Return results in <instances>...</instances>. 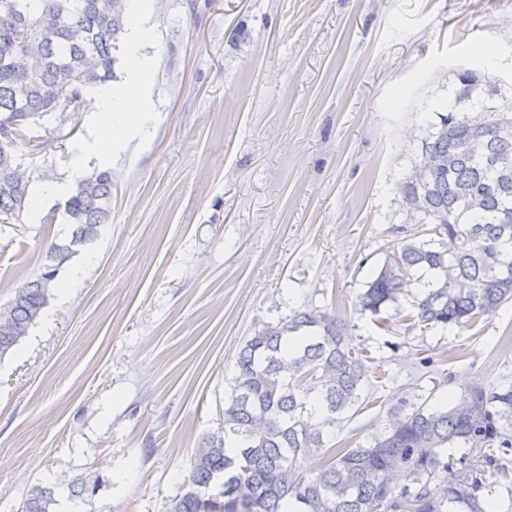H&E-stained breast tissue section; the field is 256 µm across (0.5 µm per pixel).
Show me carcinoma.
<instances>
[{
  "label": "carcinoma",
  "mask_w": 512,
  "mask_h": 512,
  "mask_svg": "<svg viewBox=\"0 0 512 512\" xmlns=\"http://www.w3.org/2000/svg\"><path fill=\"white\" fill-rule=\"evenodd\" d=\"M20 5L0 24V216L16 220L29 182L13 174L17 145L40 147L39 120L80 112L86 93L114 78L127 14L111 0H0ZM28 41L38 62L15 52ZM422 143L433 161L401 182L405 203L434 224L436 238L407 240L386 253L360 294L373 315L399 300L414 278L429 276L411 318L443 329L495 314L512 300V113L439 116ZM71 236L50 243L44 271L0 306V358L28 334L49 303L58 266L94 241L112 221V180L94 171L76 183L64 205ZM367 369L350 344L347 324L306 307L254 330L238 353L224 401V431L202 439L190 461L189 489L169 512H488L485 469L500 470L512 450V385L473 384L444 405L422 404L390 414L368 446L326 447L324 430L361 400ZM463 445L481 464L455 461ZM319 453L317 473L300 460ZM224 477L220 502L200 489ZM54 487L34 486L22 512H52Z\"/></svg>",
  "instance_id": "obj_1"
}]
</instances>
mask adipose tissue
Masks as SVG:
<instances>
[{
	"instance_id": "adipose-tissue-1",
	"label": "adipose tissue",
	"mask_w": 512,
	"mask_h": 512,
	"mask_svg": "<svg viewBox=\"0 0 512 512\" xmlns=\"http://www.w3.org/2000/svg\"><path fill=\"white\" fill-rule=\"evenodd\" d=\"M127 68V89L106 84L95 93L96 110L102 117L105 131L98 138L93 154L102 163L121 150L129 138L142 131L151 120L142 95L150 76L149 68L134 54L129 56Z\"/></svg>"
}]
</instances>
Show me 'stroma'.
<instances>
[{"label":"stroma","instance_id":"1","mask_svg":"<svg viewBox=\"0 0 512 512\" xmlns=\"http://www.w3.org/2000/svg\"><path fill=\"white\" fill-rule=\"evenodd\" d=\"M140 20L154 120L103 165L112 222L0 358V512L37 484L75 512H169L224 428L244 340L297 308L345 321L369 368L329 444L512 383V302L453 329L409 321L417 287L377 316L358 306L390 248L431 237L398 186L440 114L512 111V0H146ZM464 71L478 82L462 102ZM43 124L16 162L65 191L0 226V305L69 237L75 166H101L94 104Z\"/></svg>","mask_w":512,"mask_h":512}]
</instances>
